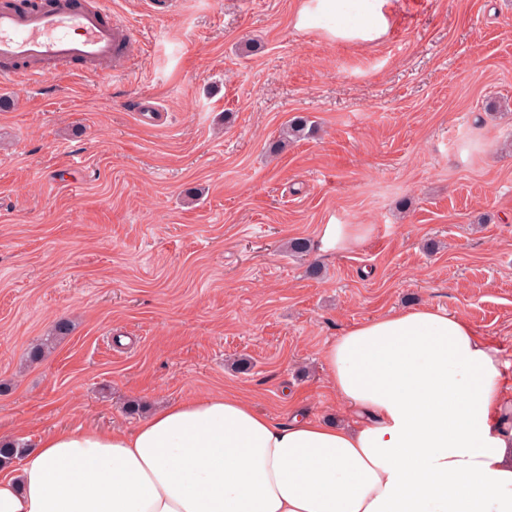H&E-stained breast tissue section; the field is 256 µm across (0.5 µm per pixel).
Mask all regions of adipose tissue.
<instances>
[{
    "instance_id": "ef3b65f1",
    "label": "adipose tissue",
    "mask_w": 512,
    "mask_h": 512,
    "mask_svg": "<svg viewBox=\"0 0 512 512\" xmlns=\"http://www.w3.org/2000/svg\"><path fill=\"white\" fill-rule=\"evenodd\" d=\"M393 0H302L296 26L375 42ZM323 362L350 424L285 420L233 394L131 430L59 429L0 471V512H512V383L463 316L363 321Z\"/></svg>"
}]
</instances>
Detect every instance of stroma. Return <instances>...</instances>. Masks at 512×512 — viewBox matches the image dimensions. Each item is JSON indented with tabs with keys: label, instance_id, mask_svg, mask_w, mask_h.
<instances>
[{
	"label": "stroma",
	"instance_id": "35a3bbf8",
	"mask_svg": "<svg viewBox=\"0 0 512 512\" xmlns=\"http://www.w3.org/2000/svg\"><path fill=\"white\" fill-rule=\"evenodd\" d=\"M300 4L106 0L141 33L123 74L0 82L1 438L225 390L335 421L325 348L421 305L467 318L512 380V0H395L385 39L336 44ZM296 115L317 134L275 151ZM328 224L351 240L320 248Z\"/></svg>",
	"mask_w": 512,
	"mask_h": 512
}]
</instances>
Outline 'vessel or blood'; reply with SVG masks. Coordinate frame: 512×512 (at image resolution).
I'll return each instance as SVG.
<instances>
[{
    "instance_id": "b4317fda",
    "label": "vessel or blood",
    "mask_w": 512,
    "mask_h": 512,
    "mask_svg": "<svg viewBox=\"0 0 512 512\" xmlns=\"http://www.w3.org/2000/svg\"><path fill=\"white\" fill-rule=\"evenodd\" d=\"M133 31L100 0H5L0 5V80L34 87L48 61L109 64L121 70Z\"/></svg>"
}]
</instances>
